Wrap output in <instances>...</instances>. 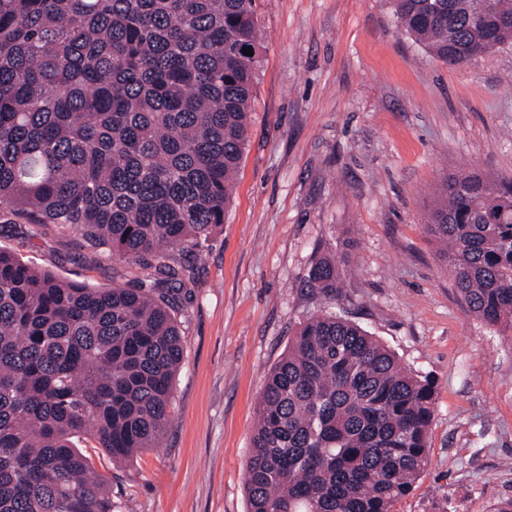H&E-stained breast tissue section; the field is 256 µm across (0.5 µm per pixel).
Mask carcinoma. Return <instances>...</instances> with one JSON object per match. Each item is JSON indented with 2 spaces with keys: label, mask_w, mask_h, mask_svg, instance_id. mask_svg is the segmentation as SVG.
<instances>
[{
  "label": "carcinoma",
  "mask_w": 512,
  "mask_h": 512,
  "mask_svg": "<svg viewBox=\"0 0 512 512\" xmlns=\"http://www.w3.org/2000/svg\"><path fill=\"white\" fill-rule=\"evenodd\" d=\"M395 0L401 29L457 63L512 40V0ZM253 49L246 56L243 48ZM257 0H0V207L137 260L222 224L261 64ZM423 228L471 312L512 322V183L451 173ZM336 258L311 269L336 294ZM178 273L91 288L0 249V512H112L82 437L152 448L184 355ZM435 386L356 323L312 316L266 378L248 512H393L428 463Z\"/></svg>",
  "instance_id": "cac0c4a2"
}]
</instances>
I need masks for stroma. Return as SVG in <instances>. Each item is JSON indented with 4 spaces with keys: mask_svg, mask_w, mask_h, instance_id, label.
Listing matches in <instances>:
<instances>
[{
    "mask_svg": "<svg viewBox=\"0 0 512 512\" xmlns=\"http://www.w3.org/2000/svg\"><path fill=\"white\" fill-rule=\"evenodd\" d=\"M262 62L223 225L190 284L184 358L155 447L93 452L112 512H247L255 400L328 309L436 384L429 465L394 512H512V327L469 313L423 223L448 174L512 182V42L462 66L403 33L394 0H259ZM0 248L60 279L140 287L157 260L108 255L0 207ZM335 257V301L310 286Z\"/></svg>",
    "mask_w": 512,
    "mask_h": 512,
    "instance_id": "1",
    "label": "stroma"
}]
</instances>
